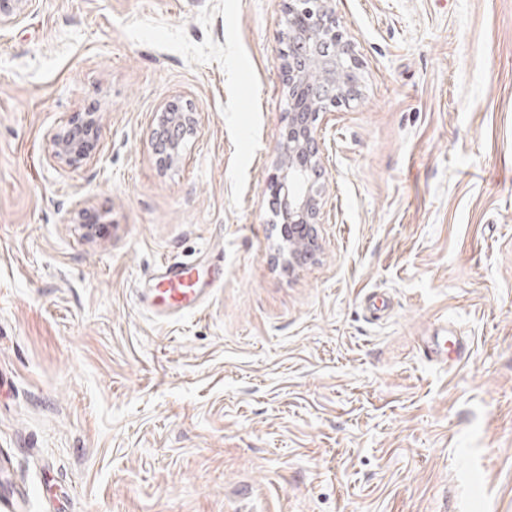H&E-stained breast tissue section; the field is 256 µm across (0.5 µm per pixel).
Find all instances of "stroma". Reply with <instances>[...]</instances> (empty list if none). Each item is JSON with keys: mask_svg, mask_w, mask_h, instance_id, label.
<instances>
[{"mask_svg": "<svg viewBox=\"0 0 512 512\" xmlns=\"http://www.w3.org/2000/svg\"><path fill=\"white\" fill-rule=\"evenodd\" d=\"M333 10L359 97L319 115L294 269L282 0H37L0 33V474L28 512H512V0ZM174 99L201 128L163 170ZM85 112L73 169L48 134ZM163 259L223 266L199 310L140 304ZM98 127L96 113L77 114L67 127L49 134L54 158L71 167H80L95 158L94 134Z\"/></svg>", "mask_w": 512, "mask_h": 512, "instance_id": "1", "label": "stroma"}]
</instances>
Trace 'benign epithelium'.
Returning <instances> with one entry per match:
<instances>
[{
	"label": "benign epithelium",
	"mask_w": 512,
	"mask_h": 512,
	"mask_svg": "<svg viewBox=\"0 0 512 512\" xmlns=\"http://www.w3.org/2000/svg\"><path fill=\"white\" fill-rule=\"evenodd\" d=\"M36 0H0V31L18 23L33 8ZM332 0H284V18L304 14L302 25L292 32L298 41L299 55L308 68H297L278 58L284 85L292 93L307 85L309 73L325 77L328 104L323 111L354 100L336 82V65L344 60L351 67L360 65L344 33L331 16ZM317 112H290L280 142L275 172L267 179L266 189L282 201L279 211L280 235L288 249V266L314 259L320 251L316 224L325 199V173L322 165ZM98 117L93 112L75 116L67 127L49 134L54 158L71 167H80L95 158L94 134ZM200 129V113L189 103L169 101L162 108L159 124L151 130L152 149L167 166L178 164L184 142Z\"/></svg>",
	"instance_id": "1"
}]
</instances>
